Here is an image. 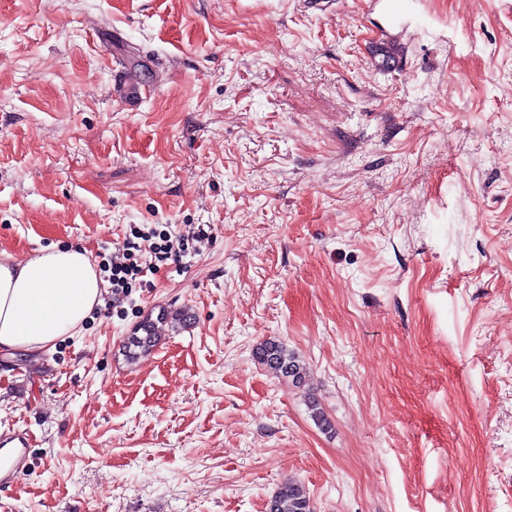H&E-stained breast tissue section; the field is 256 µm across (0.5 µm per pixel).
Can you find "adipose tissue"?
<instances>
[{"label":"adipose tissue","instance_id":"adipose-tissue-1","mask_svg":"<svg viewBox=\"0 0 512 512\" xmlns=\"http://www.w3.org/2000/svg\"><path fill=\"white\" fill-rule=\"evenodd\" d=\"M102 292L86 249L52 244L23 261L0 255V352L42 350L75 335Z\"/></svg>","mask_w":512,"mask_h":512}]
</instances>
